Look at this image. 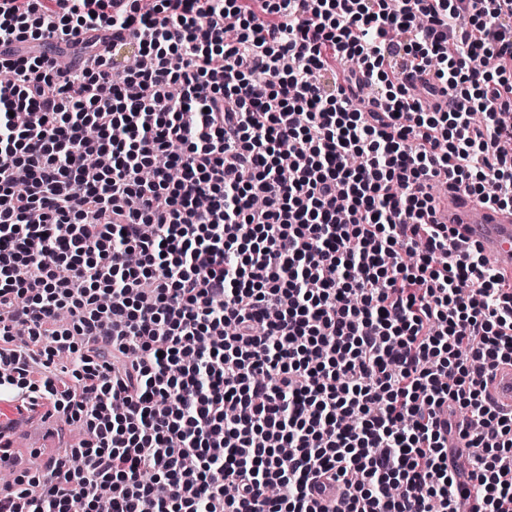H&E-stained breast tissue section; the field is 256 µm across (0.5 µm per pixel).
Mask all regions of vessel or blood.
<instances>
[{"label":"vessel or blood","instance_id":"obj_1","mask_svg":"<svg viewBox=\"0 0 512 512\" xmlns=\"http://www.w3.org/2000/svg\"><path fill=\"white\" fill-rule=\"evenodd\" d=\"M435 206V218L451 229L453 244L475 246L498 268L512 271V213L444 195L437 198ZM486 393L495 408L512 411V366H499L489 376ZM7 432L24 435L34 448L40 447L48 434L59 441L67 438V426L57 417L44 423L25 417L9 425L0 423V435Z\"/></svg>","mask_w":512,"mask_h":512}]
</instances>
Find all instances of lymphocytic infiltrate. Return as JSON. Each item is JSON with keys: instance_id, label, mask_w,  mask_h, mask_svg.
Returning a JSON list of instances; mask_svg holds the SVG:
<instances>
[{"instance_id": "f902f5d3", "label": "lymphocytic infiltrate", "mask_w": 512, "mask_h": 512, "mask_svg": "<svg viewBox=\"0 0 512 512\" xmlns=\"http://www.w3.org/2000/svg\"><path fill=\"white\" fill-rule=\"evenodd\" d=\"M259 2L0 0V512H512V0ZM435 206L437 223L452 230L448 244L473 245L498 268L512 271V213L448 193L438 197ZM486 393L495 408L512 411V366L501 365L488 377ZM48 427H44L40 421L30 420L27 417H22L10 424L8 427L4 423L1 424L0 420V435L1 434H23L27 442L31 445L26 448V444L21 438H12L10 452L13 457H26L30 462V470L40 468L38 460L34 458V451L31 448H41L42 454L47 453L50 455L59 448H42L45 433L53 435L58 441H67V425L57 417L47 419Z\"/></svg>"}]
</instances>
